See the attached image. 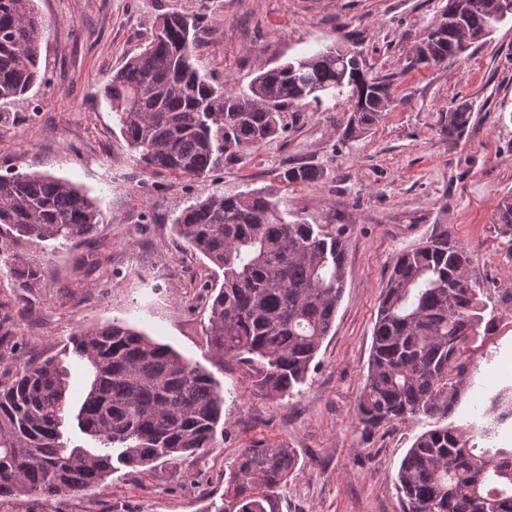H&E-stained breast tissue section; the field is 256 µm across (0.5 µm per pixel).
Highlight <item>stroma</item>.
Instances as JSON below:
<instances>
[{
  "instance_id": "stroma-1",
  "label": "stroma",
  "mask_w": 512,
  "mask_h": 512,
  "mask_svg": "<svg viewBox=\"0 0 512 512\" xmlns=\"http://www.w3.org/2000/svg\"><path fill=\"white\" fill-rule=\"evenodd\" d=\"M446 0H36L50 29L43 80L26 98L0 105V174L40 172L79 185L102 221L81 249L49 241L19 250L41 266V288H17L0 270V318L25 361L64 358L70 400L79 405L91 372L64 357L79 329L119 318L207 369L224 394V436L186 461L120 468L102 489L62 496L54 512H211L224 473L254 438L294 448L299 468L279 490L282 512H402L395 480L415 438L436 426L426 416L370 432L355 406L367 376L381 291L397 257L440 227L472 256V276L503 317L464 355L465 383L448 417L490 421L492 398L512 386V255L493 224L512 192V23L460 61L408 68V55ZM180 11L199 20L196 66L214 82L247 89L256 72L313 48L360 51L367 69L392 76L395 105L368 133L345 134L346 97L297 108L287 132L225 162L207 183L227 195L261 189L311 224L345 222L346 286L333 329L308 380L284 398L257 394L233 365L218 366L200 298L212 271L175 235L171 217L198 187L149 175L129 157L103 87L147 40L153 18ZM473 106L465 139L440 133L438 116ZM326 172L292 185L296 163ZM98 258L92 274L77 253Z\"/></svg>"
}]
</instances>
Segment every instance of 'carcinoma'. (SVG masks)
Instances as JSON below:
<instances>
[{
	"label": "carcinoma",
	"instance_id": "1",
	"mask_svg": "<svg viewBox=\"0 0 512 512\" xmlns=\"http://www.w3.org/2000/svg\"><path fill=\"white\" fill-rule=\"evenodd\" d=\"M512 9L497 0H446L418 43L414 61L458 60L502 24ZM48 25L35 0H0V101L27 94L40 79ZM197 21L178 12L155 16L150 37L103 88L112 120L145 173L167 171L203 186L248 150L288 130V110L347 94L346 135L361 136L394 105L393 81L371 74L358 53L312 50L262 69L249 89L215 83L195 65ZM462 100L439 113L441 134L461 139L472 126ZM322 168L300 163L283 172L290 184L324 180ZM101 213L73 183L40 173L0 175V266L19 288H38L44 269L16 246L92 237ZM493 223L512 252V193L497 203ZM174 232L190 250L222 270L209 296L206 346L222 365L233 362L263 396L285 397L306 381L329 336L346 281L345 224L288 219L261 190L233 196L201 191L174 214ZM471 256L443 228L399 256L391 268L373 329L366 382L356 404L365 431L424 415L445 419L462 386L459 360L467 343L490 331L489 309L471 277ZM92 380L77 414L96 444L71 445L64 424L69 370L53 357L26 362L0 382V499L51 502L102 486L115 465L186 460L213 448L224 396L205 369L119 319L74 341ZM494 422L512 418V387L495 399ZM496 427L439 426L419 435L401 461L396 488L403 512H512V448L495 444ZM487 441L477 449L476 438ZM298 465L294 449L265 438L240 450L215 512H281L278 490Z\"/></svg>",
	"mask_w": 512,
	"mask_h": 512
}]
</instances>
